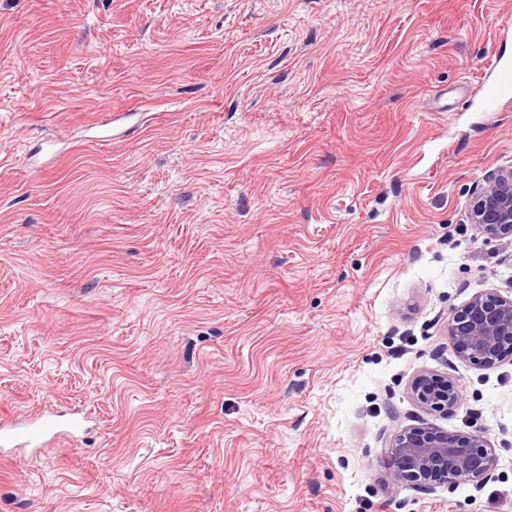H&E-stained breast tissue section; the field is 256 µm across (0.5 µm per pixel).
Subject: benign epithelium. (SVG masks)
<instances>
[{"label":"benign epithelium","mask_w":512,"mask_h":512,"mask_svg":"<svg viewBox=\"0 0 512 512\" xmlns=\"http://www.w3.org/2000/svg\"><path fill=\"white\" fill-rule=\"evenodd\" d=\"M469 223L494 238L512 239V165L498 170L475 194ZM448 336L459 359L479 367L496 364L512 349V298L496 292L474 295L452 312ZM413 391L422 404L438 411L452 409L463 399L460 382L446 375H422ZM387 455L392 479L410 485L479 482L497 464L484 434L426 426L401 430Z\"/></svg>","instance_id":"benign-epithelium-1"}]
</instances>
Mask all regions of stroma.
<instances>
[{
    "instance_id": "35a3bbf8",
    "label": "stroma",
    "mask_w": 512,
    "mask_h": 512,
    "mask_svg": "<svg viewBox=\"0 0 512 512\" xmlns=\"http://www.w3.org/2000/svg\"><path fill=\"white\" fill-rule=\"evenodd\" d=\"M498 51L512 0H0V414L97 425L0 460V512H512V360L446 332L512 297L468 221L512 103L441 110ZM419 424L492 476L392 481ZM413 391L422 404L438 411L457 407L463 399L460 382L448 375H421L416 379Z\"/></svg>"
}]
</instances>
